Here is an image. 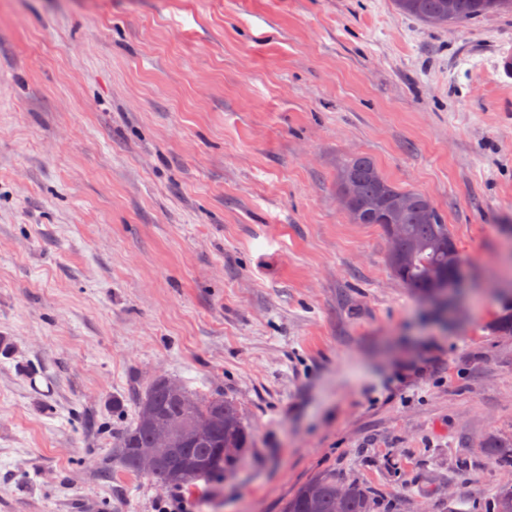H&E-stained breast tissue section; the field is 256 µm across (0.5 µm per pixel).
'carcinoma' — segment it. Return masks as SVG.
<instances>
[{
	"instance_id": "obj_1",
	"label": "carcinoma",
	"mask_w": 512,
	"mask_h": 512,
	"mask_svg": "<svg viewBox=\"0 0 512 512\" xmlns=\"http://www.w3.org/2000/svg\"><path fill=\"white\" fill-rule=\"evenodd\" d=\"M401 13L423 23L436 16H448L452 23H464L493 12H512V0H393ZM339 194L347 196L353 209L348 213L355 224H376L375 204L408 198L403 211L388 214L384 232L394 225L401 233L400 247L388 253L392 272L407 288L421 296L438 293L436 277H452L463 258L448 225L425 193L404 190L392 183L374 160L354 155L336 171ZM208 419L211 427L193 442L184 435L194 420ZM165 434L171 454L147 472L162 487L190 486L200 477L213 483L224 480L249 448V434L237 402L222 395L200 396L182 384L166 378L152 380L137 401L135 425L118 438L116 459L129 472L139 473L140 458L153 448L156 436ZM491 460L512 469V440L500 441L490 435L484 442ZM378 500L356 481H342L325 473L301 486L288 498L284 512H377ZM485 512H512V484L499 486Z\"/></svg>"
}]
</instances>
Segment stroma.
Instances as JSON below:
<instances>
[{
  "mask_svg": "<svg viewBox=\"0 0 512 512\" xmlns=\"http://www.w3.org/2000/svg\"><path fill=\"white\" fill-rule=\"evenodd\" d=\"M424 192L455 308L391 272L336 168ZM512 13L392 0H0V512H283L321 472L473 512L512 469ZM236 401L213 486L113 450L150 381ZM401 13L431 24L436 16H450V23H464L493 12H512V0H393ZM432 25V24H431ZM484 447L497 466L503 469H512V440L500 441L490 435L485 439Z\"/></svg>",
  "mask_w": 512,
  "mask_h": 512,
  "instance_id": "stroma-1",
  "label": "stroma"
}]
</instances>
